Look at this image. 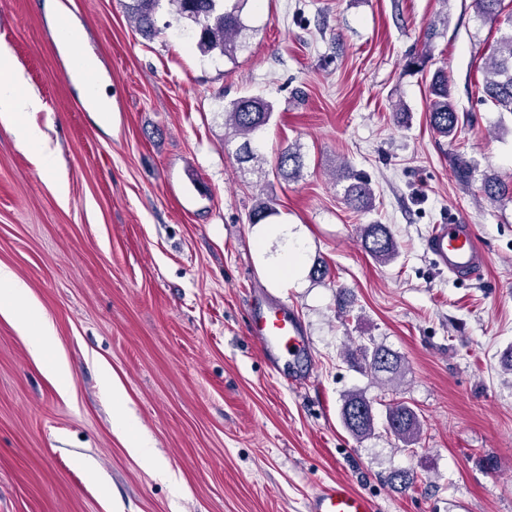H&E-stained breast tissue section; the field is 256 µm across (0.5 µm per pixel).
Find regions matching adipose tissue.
Masks as SVG:
<instances>
[{"mask_svg":"<svg viewBox=\"0 0 512 512\" xmlns=\"http://www.w3.org/2000/svg\"><path fill=\"white\" fill-rule=\"evenodd\" d=\"M42 99L28 91L22 76L12 67L6 50H0V125L8 129L22 146L29 149L39 169L53 174L56 168L57 151L47 141L43 131L33 121L34 113L43 111ZM283 239L284 244L276 255H269V268L277 284L293 280L299 273L304 258V244L290 234L287 225L268 224L255 238L254 244L260 253H268L273 239ZM0 311L11 314L22 336L30 345L35 357L51 356L52 371L60 390H67L72 376L70 365L64 355L57 351V336L51 320L41 307L29 297L27 285L5 265L0 264ZM104 379L112 392L113 423L127 432V446L133 456L165 474L166 465L157 457L151 442L135 433L134 422L123 408L125 392L112 372H105Z\"/></svg>","mask_w":512,"mask_h":512,"instance_id":"1","label":"adipose tissue"}]
</instances>
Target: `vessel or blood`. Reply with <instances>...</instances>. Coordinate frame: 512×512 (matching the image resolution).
<instances>
[{
  "instance_id": "obj_1",
  "label": "vessel or blood",
  "mask_w": 512,
  "mask_h": 512,
  "mask_svg": "<svg viewBox=\"0 0 512 512\" xmlns=\"http://www.w3.org/2000/svg\"><path fill=\"white\" fill-rule=\"evenodd\" d=\"M439 266L463 276L475 273L484 261L483 251L468 224L434 225L426 241ZM254 337L266 362L288 364V379L296 381L312 372L309 338L303 324L287 304L265 297L254 306ZM307 512H376L372 499L336 480L320 487L307 501Z\"/></svg>"
}]
</instances>
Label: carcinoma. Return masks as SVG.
<instances>
[{
	"label": "carcinoma",
	"instance_id": "obj_1",
	"mask_svg": "<svg viewBox=\"0 0 512 512\" xmlns=\"http://www.w3.org/2000/svg\"><path fill=\"white\" fill-rule=\"evenodd\" d=\"M160 0H128L126 10L136 30L151 37L158 32L155 14ZM173 7L176 21L191 26L198 50L204 55L214 53L235 61L242 47V35L248 30L244 22V10L249 0H168ZM505 0H472L479 16L498 26L506 27L488 55L481 87V102L490 103L512 114V12L504 13ZM430 126L441 136L450 137L459 128L460 116L452 98L448 71L437 69L429 85L427 106ZM273 116V105L260 95L239 97L224 107V126L235 137L243 139L237 154L241 163L254 162V172L261 181L269 175L286 181L301 176L303 155L298 146L282 149L271 169L264 167L265 160L251 147V140L261 132ZM336 180L346 182L344 201L359 211H371L375 207V195L366 175L354 169L346 160L336 165ZM453 176L463 189H470L473 165L458 154L453 162ZM481 195L492 202L512 201V180L497 176L484 179ZM275 214L269 201L258 198L250 214V223L259 224ZM366 252L378 263L393 261L398 244L386 224L373 222L357 227ZM366 371L382 383L397 387L402 376V359L382 346L359 348ZM341 419L344 427L357 440L375 431L372 401L360 392H350L343 397ZM385 432L412 444L421 433V421L417 412L401 401L390 403L385 414Z\"/></svg>",
	"mask_w": 512,
	"mask_h": 512
}]
</instances>
